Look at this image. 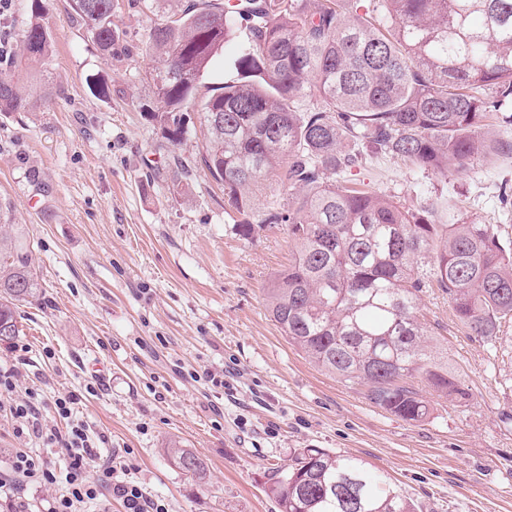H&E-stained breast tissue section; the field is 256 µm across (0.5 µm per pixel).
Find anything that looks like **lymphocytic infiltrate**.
<instances>
[{
    "label": "lymphocytic infiltrate",
    "instance_id": "f902f5d3",
    "mask_svg": "<svg viewBox=\"0 0 512 512\" xmlns=\"http://www.w3.org/2000/svg\"><path fill=\"white\" fill-rule=\"evenodd\" d=\"M73 397L57 398L56 412L66 419L65 431H51L48 443L61 448L64 469L25 450L12 455L6 470L0 471V500L7 512L26 507L25 493L32 487H49L65 480L67 491L45 498L41 512H81V506L98 500L101 494L121 500L127 512H168L164 504L149 498L142 488L128 480L127 468L118 462H106L97 452L83 422L72 420Z\"/></svg>",
    "mask_w": 512,
    "mask_h": 512
}]
</instances>
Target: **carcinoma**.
<instances>
[{
  "instance_id": "cac0c4a2",
  "label": "carcinoma",
  "mask_w": 512,
  "mask_h": 512,
  "mask_svg": "<svg viewBox=\"0 0 512 512\" xmlns=\"http://www.w3.org/2000/svg\"><path fill=\"white\" fill-rule=\"evenodd\" d=\"M104 54L121 41L118 0H70ZM46 0H31L20 53L0 76V112H30L25 80L51 90ZM245 33L221 92L197 96L224 43ZM157 107L148 116L179 145L198 121L202 161L224 187L239 236L252 237V198L271 177L299 196L268 207L294 251L273 275L268 310L289 343L375 406L422 422L437 397L469 398L448 361L427 345L420 301L448 296L456 320L487 341L512 324V240L493 224H437L345 180L376 154L464 177L475 159L494 165L509 146L480 133L512 126V0H245L168 16L145 33ZM341 184H336V180ZM38 282L22 234L0 224V341L19 335L17 303ZM171 458L202 479L206 463L176 445ZM278 512H418L411 498L358 458L304 448L267 489Z\"/></svg>"
}]
</instances>
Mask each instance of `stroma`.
<instances>
[{"instance_id": "35a3bbf8", "label": "stroma", "mask_w": 512, "mask_h": 512, "mask_svg": "<svg viewBox=\"0 0 512 512\" xmlns=\"http://www.w3.org/2000/svg\"><path fill=\"white\" fill-rule=\"evenodd\" d=\"M154 20L122 7L113 22L125 45L107 57L68 0H50L54 93L34 111L0 112V202L39 283L38 300L19 306V335L0 342V364L16 366L41 424L65 429L54 402L73 395L101 455L121 456L169 512H277L266 490L303 448L370 463L421 512H512V327L489 348L458 325L445 294H424L429 344L471 397L421 423L374 406L291 345L266 288L293 244L285 225L262 221L289 195L257 191L261 228L243 240L202 165L203 130L175 147L141 112L153 94L140 38ZM90 76L109 97L89 92ZM355 174L409 206L441 201L438 223L494 224L512 238V204L499 200L512 158L475 161L462 180L389 155ZM174 440L205 461L204 479L173 463ZM18 449L59 456L0 414V469Z\"/></svg>"}]
</instances>
